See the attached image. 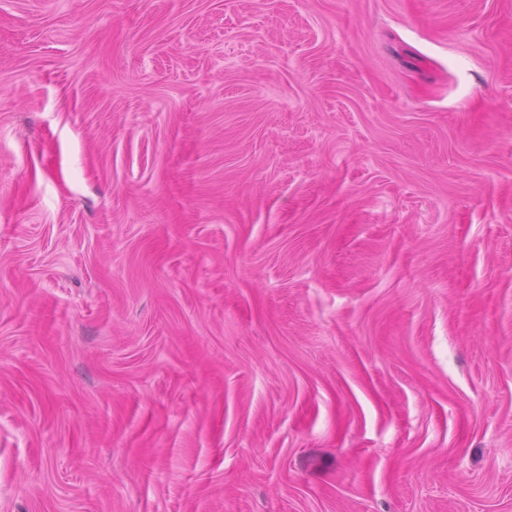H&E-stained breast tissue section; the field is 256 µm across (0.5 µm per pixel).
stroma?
<instances>
[{
    "label": "stroma",
    "mask_w": 512,
    "mask_h": 512,
    "mask_svg": "<svg viewBox=\"0 0 512 512\" xmlns=\"http://www.w3.org/2000/svg\"><path fill=\"white\" fill-rule=\"evenodd\" d=\"M0 512H512V0H0Z\"/></svg>",
    "instance_id": "1"
}]
</instances>
